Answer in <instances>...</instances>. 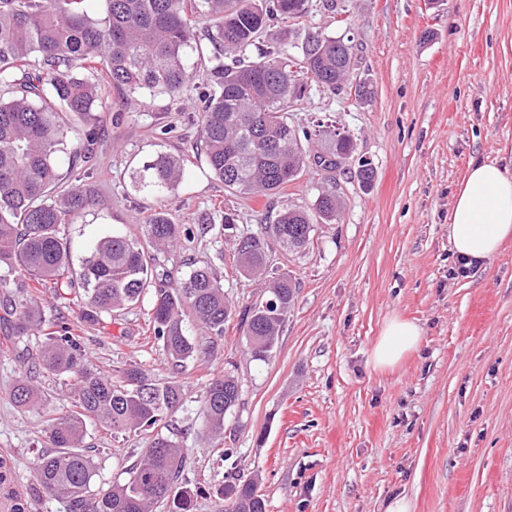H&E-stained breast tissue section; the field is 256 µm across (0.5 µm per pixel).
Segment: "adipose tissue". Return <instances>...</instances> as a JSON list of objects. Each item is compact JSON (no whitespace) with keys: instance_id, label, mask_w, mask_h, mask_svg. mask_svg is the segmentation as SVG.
<instances>
[{"instance_id":"obj_1","label":"adipose tissue","mask_w":512,"mask_h":512,"mask_svg":"<svg viewBox=\"0 0 512 512\" xmlns=\"http://www.w3.org/2000/svg\"><path fill=\"white\" fill-rule=\"evenodd\" d=\"M511 237L512 177L492 163L471 165L454 197L449 243L457 255L481 261L494 256ZM420 337L415 322L389 318L371 352L373 369L396 368L416 350Z\"/></svg>"}]
</instances>
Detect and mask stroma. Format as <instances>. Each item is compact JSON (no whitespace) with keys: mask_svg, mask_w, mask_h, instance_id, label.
Segmentation results:
<instances>
[{"mask_svg":"<svg viewBox=\"0 0 512 512\" xmlns=\"http://www.w3.org/2000/svg\"><path fill=\"white\" fill-rule=\"evenodd\" d=\"M302 24L353 37L355 76L371 94L314 86L289 120L322 119L352 135L375 169L372 186L310 170L274 198H247L226 192L200 157L166 201L191 225L221 203L238 231L254 232L283 206H311L324 188L342 196L336 222L316 225L307 249L272 253L275 272L297 282L273 357L251 360L234 320L220 337L193 332L198 351L174 370L153 339L147 297L85 326L88 356L106 374L136 362L182 385L164 433L183 450L178 486L193 492L194 512H224L221 490L240 477L257 480L267 512H386L400 496L412 512H512V240L465 277L452 273L448 241L470 164L494 161L512 174V0H338L332 12L309 0ZM105 100L100 204L66 228L76 262L105 235L143 237L156 200L133 188V168L159 152H191L200 139L166 97L111 90ZM166 123L177 137L156 139L153 128ZM233 247V237L198 235L159 262L211 266L241 309L260 288L236 274ZM395 315L415 321L421 341L399 367L378 371L371 351ZM40 346L0 321V512H68L38 493L42 413L9 398ZM227 372L239 379V403L221 447L208 448L198 437L204 390ZM85 443L97 491L126 479L149 437L91 425Z\"/></svg>","mask_w":512,"mask_h":512,"instance_id":"1","label":"stroma"}]
</instances>
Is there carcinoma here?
<instances>
[{"mask_svg":"<svg viewBox=\"0 0 512 512\" xmlns=\"http://www.w3.org/2000/svg\"><path fill=\"white\" fill-rule=\"evenodd\" d=\"M87 0H0V271L14 276L20 294L3 303L16 336H43L41 367L70 379L71 400L46 414V441L52 451L34 464L40 493L68 504L69 512H151L161 499L171 512H192L193 495L177 491L182 449L159 431L161 422L182 406L176 380L157 381L137 363L112 381L91 366L83 337L56 313L46 316L41 298L29 287L44 288L61 300L78 290L80 322L131 308L152 294L151 318L162 355L178 369L196 352L191 328L224 336L241 318L252 360L267 361L293 306L296 283L272 276L259 243L288 252L307 248L317 224H332L341 211L336 191L318 194L308 209L284 207L257 234L237 235L236 270L264 280L266 295L236 309L224 284L208 266L177 278L158 270L159 255L195 236L159 210L146 221L144 240L112 234L100 238L81 260L78 277L69 273L72 246L66 225L95 209V188L68 175L94 177L101 139L97 113L109 89L182 100L187 86L207 74L214 90L198 95L189 117L201 129L211 174L224 187L250 198H272L322 159L323 171L345 167L355 152L353 138L335 126L297 128L288 107L304 98L309 84L331 93L351 84L354 47L350 40L292 27L305 16L307 0H102L103 16H90ZM215 27L209 66L187 63L196 24ZM279 38L254 59L241 54L270 27ZM232 63H224V57ZM69 155L67 173L58 157ZM185 159L157 153L132 173L134 188L164 201L182 183ZM221 217V224L215 218ZM222 235L233 218L214 208L201 231ZM238 378L228 372L204 391L205 421L198 436L219 445L226 416L239 401ZM38 390L22 378L10 391L21 409L37 408ZM94 422L118 435L144 432L150 446L129 469L128 479L96 493L93 458L83 448L84 429ZM225 512H266L253 479L224 484Z\"/></svg>","mask_w":512,"mask_h":512,"instance_id":"1","label":"carcinoma"}]
</instances>
